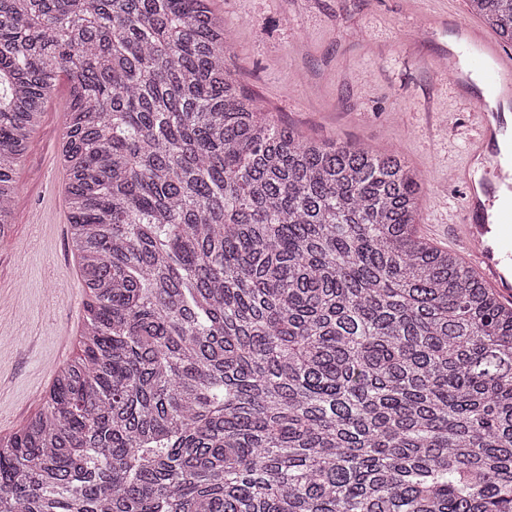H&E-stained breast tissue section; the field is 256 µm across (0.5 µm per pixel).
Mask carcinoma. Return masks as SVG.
<instances>
[{"mask_svg": "<svg viewBox=\"0 0 512 512\" xmlns=\"http://www.w3.org/2000/svg\"><path fill=\"white\" fill-rule=\"evenodd\" d=\"M228 43L210 0H0V237L63 77L89 297L0 512H512V306L398 152L270 120Z\"/></svg>", "mask_w": 512, "mask_h": 512, "instance_id": "carcinoma-1", "label": "carcinoma"}]
</instances>
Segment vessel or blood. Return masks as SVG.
Listing matches in <instances>:
<instances>
[{"mask_svg":"<svg viewBox=\"0 0 512 512\" xmlns=\"http://www.w3.org/2000/svg\"><path fill=\"white\" fill-rule=\"evenodd\" d=\"M436 23L455 38L448 49L454 85L481 82L477 135L465 164L452 172L465 196L460 243L475 259L480 278L512 301V160L500 150L502 141L512 140V54L460 16L443 15Z\"/></svg>","mask_w":512,"mask_h":512,"instance_id":"b4317fda","label":"vessel or blood"}]
</instances>
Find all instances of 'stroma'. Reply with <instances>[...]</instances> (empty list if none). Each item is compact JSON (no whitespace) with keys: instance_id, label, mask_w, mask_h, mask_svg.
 I'll return each mask as SVG.
<instances>
[{"instance_id":"1","label":"stroma","mask_w":512,"mask_h":512,"mask_svg":"<svg viewBox=\"0 0 512 512\" xmlns=\"http://www.w3.org/2000/svg\"><path fill=\"white\" fill-rule=\"evenodd\" d=\"M230 35L226 63L276 121L326 141L398 150L428 177L418 230L452 248L464 192L448 179L475 134L473 97L442 58L451 36L428 21L467 0H211ZM67 81L57 82L17 167L18 207L0 238V438L42 407L80 352L85 288L70 241L61 156Z\"/></svg>"}]
</instances>
